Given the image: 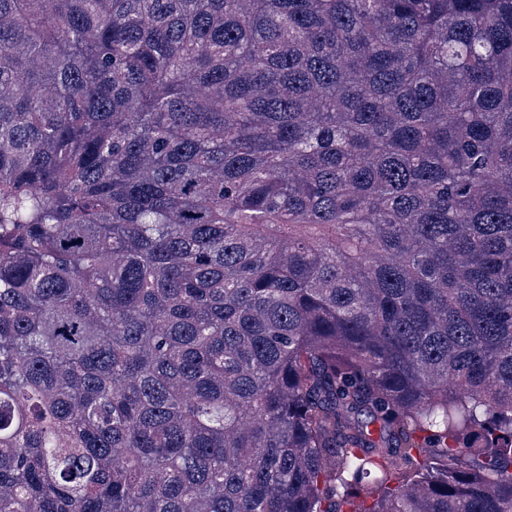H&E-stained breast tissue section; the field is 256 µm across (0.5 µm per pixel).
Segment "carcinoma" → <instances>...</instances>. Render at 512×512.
<instances>
[{
    "label": "carcinoma",
    "instance_id": "cac0c4a2",
    "mask_svg": "<svg viewBox=\"0 0 512 512\" xmlns=\"http://www.w3.org/2000/svg\"><path fill=\"white\" fill-rule=\"evenodd\" d=\"M0 512H512V0H0Z\"/></svg>",
    "mask_w": 512,
    "mask_h": 512
}]
</instances>
